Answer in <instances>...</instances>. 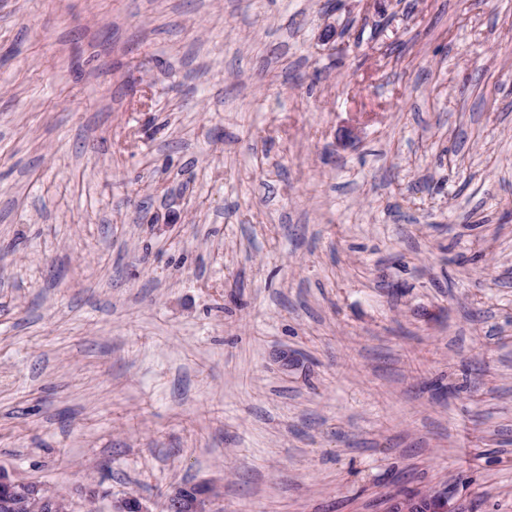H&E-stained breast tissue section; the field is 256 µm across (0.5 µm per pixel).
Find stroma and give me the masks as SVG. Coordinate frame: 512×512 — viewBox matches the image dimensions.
Instances as JSON below:
<instances>
[{"instance_id":"obj_1","label":"stroma","mask_w":512,"mask_h":512,"mask_svg":"<svg viewBox=\"0 0 512 512\" xmlns=\"http://www.w3.org/2000/svg\"><path fill=\"white\" fill-rule=\"evenodd\" d=\"M0 468L512 512V0H0Z\"/></svg>"}]
</instances>
